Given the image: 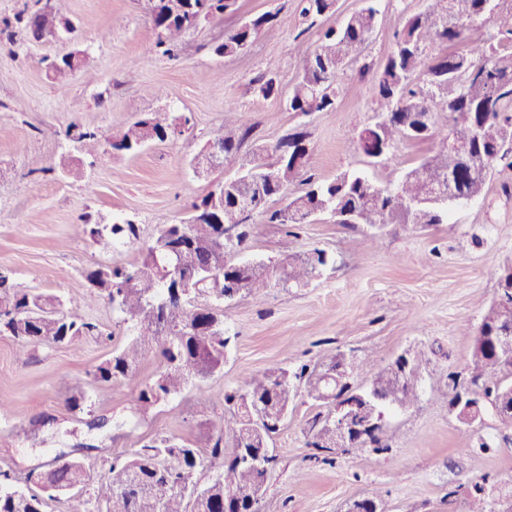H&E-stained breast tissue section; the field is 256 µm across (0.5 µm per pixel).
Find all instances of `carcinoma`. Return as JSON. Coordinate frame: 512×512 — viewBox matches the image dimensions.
Instances as JSON below:
<instances>
[{
	"mask_svg": "<svg viewBox=\"0 0 512 512\" xmlns=\"http://www.w3.org/2000/svg\"><path fill=\"white\" fill-rule=\"evenodd\" d=\"M301 15L316 25L317 20L336 11L337 0H300ZM237 0H153L148 4L156 34L149 52L173 56L180 38L191 29L190 20L199 12L212 17L231 15ZM378 10L375 0H365L359 10L340 25L327 28L317 49L304 59L303 72L288 98V111L302 115L335 108L337 89L345 70L355 62L374 31ZM275 15H251L224 34L214 46L219 56L239 52L251 43ZM490 22L497 28L500 42L495 46L458 48L470 31ZM441 42L447 51L433 57L427 48ZM75 64L65 58L51 61L54 78L66 79ZM422 70L429 88L416 91L409 77ZM372 73L379 110L373 121L359 133L351 148L366 158L388 153L405 138L417 143L429 139L435 117L442 115L450 130L436 136L453 138L459 145L454 153L437 149L418 166L405 171L392 187L373 183L357 172H342L335 179L320 182L308 174V133L296 130L286 141L296 147L284 153L275 147L259 149L249 161L237 158L250 132L238 116H228L210 138L223 149L222 165L247 169L246 176L234 175L217 182L192 208L200 222L167 224L160 227L140 257L125 266H101L88 272L87 281L103 294L121 322L133 331L132 339L112 351L90 372L95 382L110 384L135 375L143 361L158 353L163 369L141 383L138 406L147 410L179 395L191 380L204 382L224 365L230 337L226 336L224 305L237 298L262 300L267 289L283 275L292 288H303L322 270L334 263L326 250L314 248L282 260L280 273L265 261L231 263L226 254L241 247L253 223L241 224L237 240L224 242V225L238 223V203L249 198L255 214L264 213L266 202L283 194L288 185L303 178L306 188L288 205L266 215V223L276 224L285 233L307 223L305 216L320 211L354 214L372 228L386 224H440L448 206L483 194L487 177L507 157L512 156V0H428L425 11L406 18L396 35L394 51ZM172 116L149 112L140 116L112 139V150L135 154L140 143L164 141L171 131ZM273 155L268 161L265 155ZM275 167L279 178L264 180L267 169ZM85 232L95 240L106 236L124 245L139 241L136 225L125 222L105 228L85 224ZM512 273L503 271L497 279V301L489 308L499 319L482 322L474 338L471 365L464 383L476 393L491 396L512 385V348L497 355L486 350L490 326L512 325ZM97 326L77 311L63 310V301L46 292L18 288L10 276L0 272V336L10 337L16 356L42 343H69L89 335ZM344 354H334L327 363L297 369L275 368L261 376L247 375L241 385L227 390L224 420L217 437H208V467L215 470L202 483L197 479L203 466L200 445L187 444L170 436L150 439L122 460L115 458L108 472L96 482V499L107 512H260L265 485L277 464L267 456L270 441L282 425V413L298 397L306 396L328 406L351 394V383L336 374ZM409 374L397 379L393 359L375 369L367 359L347 363L352 374L370 376L368 391L380 405L408 408L418 400L417 384L423 355L410 353ZM308 446L318 451L351 454L367 447H380L382 434L358 443L336 445L324 422L314 420ZM231 440L224 451L223 439ZM253 454L262 463L253 466L241 458ZM90 472L80 460L48 468L36 476L40 491L34 492L11 482L0 471V512H46L48 501L82 487Z\"/></svg>",
	"mask_w": 512,
	"mask_h": 512,
	"instance_id": "carcinoma-1",
	"label": "carcinoma"
}]
</instances>
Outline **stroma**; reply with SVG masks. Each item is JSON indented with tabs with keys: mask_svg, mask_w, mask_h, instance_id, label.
I'll return each instance as SVG.
<instances>
[{
	"mask_svg": "<svg viewBox=\"0 0 512 512\" xmlns=\"http://www.w3.org/2000/svg\"><path fill=\"white\" fill-rule=\"evenodd\" d=\"M47 5L0 0V269L18 287L62 296L66 308L78 310L99 332L68 344L32 346L22 360L13 340L0 336V400L8 404L0 411V471L24 485L61 456L83 461L97 480L112 458L129 456L149 439L195 441L200 428H219L223 406L202 413L195 401L202 393L216 398L237 388L244 374L311 365L338 351L370 355L380 368L415 347L425 356L419 400L390 410L384 450L313 458L307 431L322 408L296 398L270 443L277 465L261 512H344L352 499L371 495L384 512H466L477 482L487 487L495 512H505L512 505V426L488 408L468 431L448 407V376L466 375L476 330L496 297L497 275L512 266V168L503 164L482 196L450 205L444 224H389L375 232L322 214L293 237L276 225L255 224L230 260H279L322 248L333 254L334 265L308 287H275L262 301L231 302L223 371L192 382L146 414L136 411L137 391L142 379L160 370V356L145 359L133 379L103 385L90 375L131 332L86 275L132 263L139 253L96 242L84 231L85 218L103 225L132 222L144 244L162 225L186 219L211 181L226 175L219 169L211 180L198 179L190 161L230 112L251 128L241 160L303 127L316 179L359 171L393 185L436 142L401 141L375 163L349 150L379 107L359 70L386 61L406 17L424 11L427 0H376V28L347 70L335 109L308 116L286 107L303 54L319 42L298 0H238L237 14L187 31L176 57L145 59L140 53L155 30L144 0H68L73 33L37 40L26 23ZM263 12L275 20L246 51L214 53L239 18ZM73 51L81 52L83 67L68 80L52 79L47 60ZM269 75L276 90L266 97L259 87ZM157 110L188 117V129L136 155H81L84 175L78 179L56 170V159L74 147L70 125L107 141ZM76 391L88 397L85 412L67 404ZM100 417L106 425L91 428ZM483 438L490 451L471 457Z\"/></svg>",
	"mask_w": 512,
	"mask_h": 512,
	"instance_id": "35a3bbf8",
	"label": "stroma"
}]
</instances>
